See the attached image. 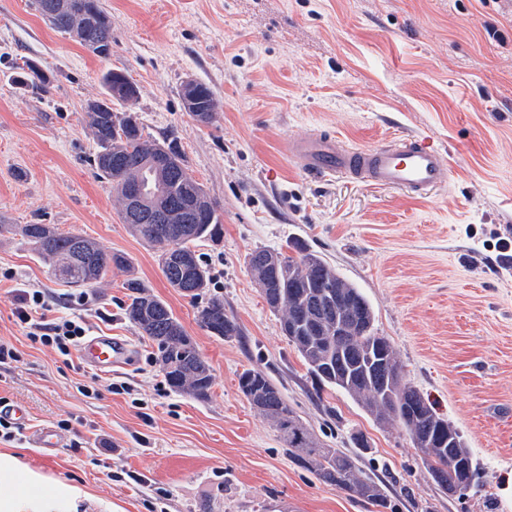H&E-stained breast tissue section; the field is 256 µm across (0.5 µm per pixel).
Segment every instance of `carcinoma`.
I'll return each instance as SVG.
<instances>
[{"label": "carcinoma", "mask_w": 512, "mask_h": 512, "mask_svg": "<svg viewBox=\"0 0 512 512\" xmlns=\"http://www.w3.org/2000/svg\"><path fill=\"white\" fill-rule=\"evenodd\" d=\"M78 2L34 0L37 8L46 4L56 9L59 15L57 32L73 36L81 43L92 36L112 43L111 24L101 29L85 27L79 11L75 9ZM112 76V70L104 75L106 97L96 101L93 110L87 111L89 127L99 147L94 159L95 167L98 175L111 184L118 196L124 223L160 251L159 265L169 285L179 290L183 279H188L191 287L195 288L189 298L196 300L208 288L207 271L197 261L193 270L186 272L181 267L180 258L187 253H196L198 243L218 239L222 230L219 216L214 208L207 215L180 210V201L191 192L203 189V186L186 173L185 160L177 140L172 139L166 146L179 166L167 172L161 192L170 203L171 211L176 213L178 223L159 224L153 220L130 218L126 204V175L112 168V157L120 154L136 164L157 142L144 139L142 127L131 114L119 124V131L112 130V118L115 117L112 112ZM14 81L31 87L33 91H42L48 85L46 76L28 62L18 67ZM21 234L35 245L38 256L48 265L52 275L65 279L75 287L90 286L103 280L114 267L131 268V261L125 255L107 250L79 234L61 233L49 224H26L21 227ZM264 254L277 258L280 271L272 270L264 277L256 271V262ZM248 265L269 308L282 314L281 329L284 335L296 347L318 383L332 385L355 397L375 419L403 426L414 448L423 455L424 464L431 475L439 472L446 482H456L459 475L453 459L464 455L469 464L468 485L475 483L478 466L453 425L426 407L414 415L406 413L399 395L392 398L383 396V382L375 367H354L356 356L376 349L377 344L382 342L386 363L401 370L389 339L374 330L372 307L359 288L344 280L336 268L318 254L303 247L296 248L291 255L283 251L256 249L248 255ZM320 279L327 280L336 287V291L347 296L349 308L345 316L356 323V328L340 345L336 344V336L331 334L334 324H325L323 332L312 338L308 337L306 326L302 325V322L308 323L310 318L317 315L312 298L316 291L315 284ZM126 288L130 291L126 315L154 344L155 363L167 366L164 373L166 383L177 392L190 394L200 400L207 399L213 383L210 365L182 324L165 302L147 292L139 279L128 278ZM199 320L204 328L216 336L230 339L240 334L236 319L224 311V302L219 299L209 300L199 310ZM332 359L339 363L341 370L349 373L348 383H337L320 374L324 363ZM238 386L248 401L274 422L288 445L291 457L297 462L306 468H314L321 480L373 505L387 507L379 487L356 475L350 456L332 448H321L312 440L306 427L263 370H244L239 375Z\"/></svg>", "instance_id": "obj_1"}]
</instances>
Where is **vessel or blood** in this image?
<instances>
[{
  "label": "vessel or blood",
  "instance_id": "vessel-or-blood-1",
  "mask_svg": "<svg viewBox=\"0 0 512 512\" xmlns=\"http://www.w3.org/2000/svg\"><path fill=\"white\" fill-rule=\"evenodd\" d=\"M291 155L308 174L330 177L342 174L389 189H405L417 195L445 186L451 170L440 150L422 137H402L374 146L356 148L338 137L317 134L292 144ZM82 361L109 374L126 368L133 358L128 340L100 333L87 337L78 350ZM31 442L53 457L64 445L63 436L45 424L30 435Z\"/></svg>",
  "mask_w": 512,
  "mask_h": 512
}]
</instances>
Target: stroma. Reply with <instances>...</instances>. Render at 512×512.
<instances>
[{
  "instance_id": "35a3bbf8",
  "label": "stroma",
  "mask_w": 512,
  "mask_h": 512,
  "mask_svg": "<svg viewBox=\"0 0 512 512\" xmlns=\"http://www.w3.org/2000/svg\"><path fill=\"white\" fill-rule=\"evenodd\" d=\"M98 3L112 24L105 58L50 28L33 0H0V339L20 354L0 364V398L28 411L27 429L48 424L65 437L49 466L28 437L0 441L17 456L15 490L55 501L56 512H382L289 456L238 389L239 374L259 368L320 447L347 453L377 483L383 512H512V269L495 248L512 238V0ZM27 60L48 77L46 91L14 85ZM111 70L138 89L134 104L113 101L114 113H133L146 139L176 138L216 205L222 237L197 247L210 275L202 298L168 284L156 249L123 223L95 173L86 106ZM190 79L215 95L209 123L183 107ZM314 132L355 147L424 137L453 179L415 199L310 177L290 146ZM26 224L81 234L132 270L70 286L19 235ZM294 245L361 289L407 380L459 430L480 469L464 494L439 489L404 429L312 379L246 263L254 249ZM131 275L209 363L207 399L165 382L125 314ZM24 288L49 296V318L76 310L91 333L129 340L130 367L103 375L32 346L14 316ZM211 298L235 317L236 339L201 326Z\"/></svg>"
}]
</instances>
